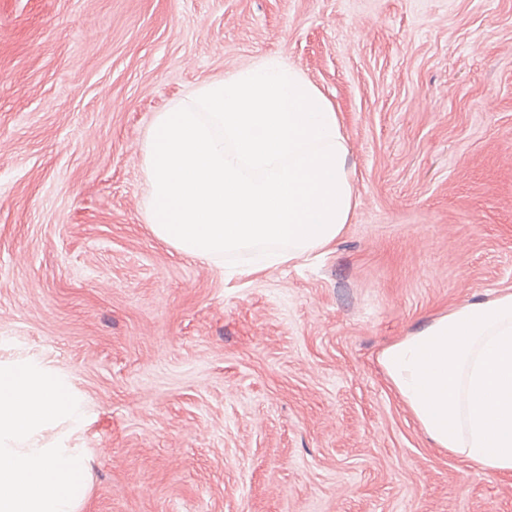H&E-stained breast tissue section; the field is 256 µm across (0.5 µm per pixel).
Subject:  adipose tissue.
<instances>
[{
  "instance_id": "ef3b65f1",
  "label": "adipose tissue",
  "mask_w": 512,
  "mask_h": 512,
  "mask_svg": "<svg viewBox=\"0 0 512 512\" xmlns=\"http://www.w3.org/2000/svg\"><path fill=\"white\" fill-rule=\"evenodd\" d=\"M378 362L436 447L512 475V292L432 318Z\"/></svg>"
}]
</instances>
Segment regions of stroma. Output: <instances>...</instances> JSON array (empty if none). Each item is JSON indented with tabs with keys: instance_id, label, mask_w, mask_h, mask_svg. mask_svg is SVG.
Listing matches in <instances>:
<instances>
[{
	"instance_id": "35a3bbf8",
	"label": "stroma",
	"mask_w": 512,
	"mask_h": 512,
	"mask_svg": "<svg viewBox=\"0 0 512 512\" xmlns=\"http://www.w3.org/2000/svg\"><path fill=\"white\" fill-rule=\"evenodd\" d=\"M265 57L335 103L358 205L246 277L148 224L155 115ZM512 291V0H0V362L87 410L80 512H512L377 361Z\"/></svg>"
}]
</instances>
